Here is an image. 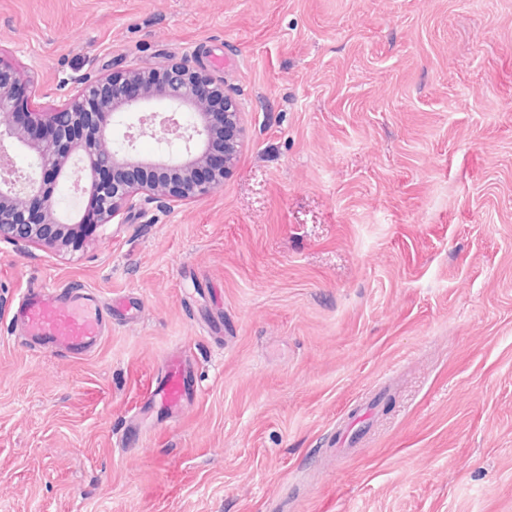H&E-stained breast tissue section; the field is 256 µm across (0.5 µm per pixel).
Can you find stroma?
I'll return each mask as SVG.
<instances>
[{
	"instance_id": "1",
	"label": "stroma",
	"mask_w": 512,
	"mask_h": 512,
	"mask_svg": "<svg viewBox=\"0 0 512 512\" xmlns=\"http://www.w3.org/2000/svg\"><path fill=\"white\" fill-rule=\"evenodd\" d=\"M0 55L41 109L186 59L248 122L208 196L0 242V512H512V0H0ZM46 283L141 313L47 354ZM179 346L194 398L126 446Z\"/></svg>"
}]
</instances>
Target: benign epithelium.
<instances>
[{
    "label": "benign epithelium",
    "mask_w": 512,
    "mask_h": 512,
    "mask_svg": "<svg viewBox=\"0 0 512 512\" xmlns=\"http://www.w3.org/2000/svg\"><path fill=\"white\" fill-rule=\"evenodd\" d=\"M77 93L51 110L28 106L31 77L0 58V242L75 252L106 225L152 203L207 196L224 185L246 135L233 93L187 61L129 67L90 79H68ZM167 148L162 160L142 162L131 152L136 136L156 135L158 111ZM117 127L122 137L113 138ZM30 158L29 171L6 167L9 149ZM69 185L76 205L60 207Z\"/></svg>",
    "instance_id": "1"
}]
</instances>
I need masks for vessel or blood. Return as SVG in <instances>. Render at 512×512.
Returning <instances> with one entry per match:
<instances>
[{"mask_svg": "<svg viewBox=\"0 0 512 512\" xmlns=\"http://www.w3.org/2000/svg\"><path fill=\"white\" fill-rule=\"evenodd\" d=\"M111 305L78 288L43 285L27 289L14 315L26 341L41 351L71 358L94 351L108 331ZM195 390L191 368L182 350L170 352L144 403L145 412H180Z\"/></svg>", "mask_w": 512, "mask_h": 512, "instance_id": "vessel-or-blood-1", "label": "vessel or blood"}]
</instances>
